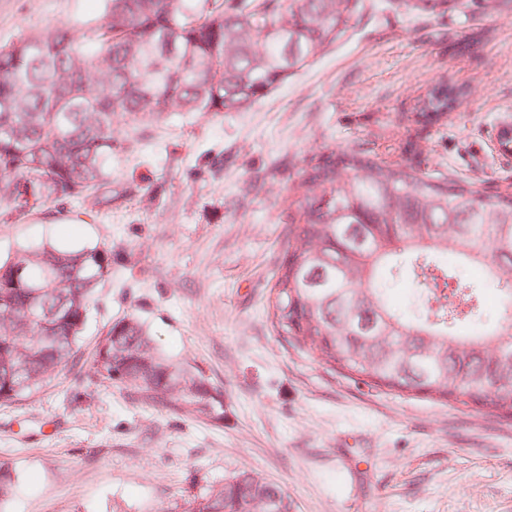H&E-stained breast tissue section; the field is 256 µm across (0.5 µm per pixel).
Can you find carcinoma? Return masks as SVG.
<instances>
[{
	"label": "carcinoma",
	"instance_id": "1",
	"mask_svg": "<svg viewBox=\"0 0 512 512\" xmlns=\"http://www.w3.org/2000/svg\"><path fill=\"white\" fill-rule=\"evenodd\" d=\"M449 0H395L408 15L443 16ZM512 0H463L482 14ZM364 0H106L87 29L47 28L0 45V206L21 216L49 202L112 193L119 125L186 113L239 111L341 40ZM464 91L439 78L417 98L402 150L324 146L291 188L288 243L271 326L333 372L457 408L512 419V333L483 320L477 267L512 305V191L486 190L422 163L423 131L448 120ZM112 252L51 244L0 259V404L80 363L76 344ZM25 278L15 279L17 272ZM423 287L408 314L388 301ZM93 377L175 413H224L199 372L158 353L135 317L112 324L89 362ZM14 492L0 463V512ZM282 490L258 472L213 483L166 512H267ZM418 289L410 281L401 280L390 291L392 303L401 308H414Z\"/></svg>",
	"mask_w": 512,
	"mask_h": 512
}]
</instances>
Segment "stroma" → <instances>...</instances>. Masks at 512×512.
<instances>
[{
    "label": "stroma",
    "mask_w": 512,
    "mask_h": 512,
    "mask_svg": "<svg viewBox=\"0 0 512 512\" xmlns=\"http://www.w3.org/2000/svg\"><path fill=\"white\" fill-rule=\"evenodd\" d=\"M103 6L0 0V45L81 26ZM439 76L471 89L429 130L439 172L512 187V158L492 136L512 114V11L415 20L381 7L246 110L129 134L112 153L111 200L66 199L0 223L1 257L43 243L111 250L82 360L133 315L224 402L215 422L64 369L0 405V463L15 481L7 512H165L240 471L280 486L289 512H512V419L329 372L266 318L289 190L312 151L399 145L414 97Z\"/></svg>",
    "instance_id": "1"
}]
</instances>
